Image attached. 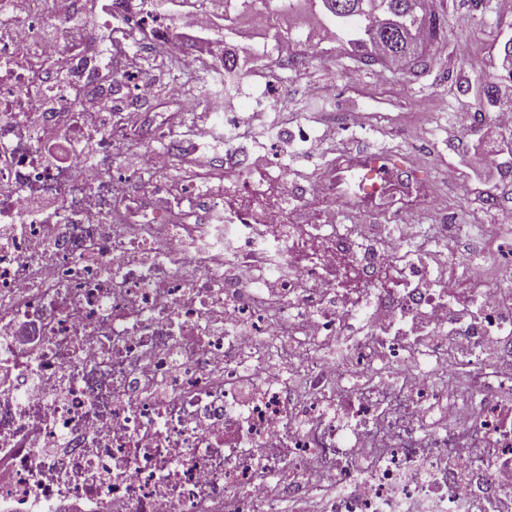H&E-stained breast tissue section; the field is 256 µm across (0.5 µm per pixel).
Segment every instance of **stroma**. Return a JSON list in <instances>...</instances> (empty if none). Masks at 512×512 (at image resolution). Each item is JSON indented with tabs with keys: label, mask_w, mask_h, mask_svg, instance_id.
I'll use <instances>...</instances> for the list:
<instances>
[{
	"label": "stroma",
	"mask_w": 512,
	"mask_h": 512,
	"mask_svg": "<svg viewBox=\"0 0 512 512\" xmlns=\"http://www.w3.org/2000/svg\"><path fill=\"white\" fill-rule=\"evenodd\" d=\"M162 16L170 44L197 65H211L204 39L223 42L237 61L225 74L221 94L226 111L249 103V78L263 74L274 87L276 107L259 113L251 139L240 151H253L255 141H267L276 118H297L308 127H330L332 140L319 154L300 150L287 139L276 150L288 174L312 179L316 171L341 156L389 150L407 158L422 181L433 183L434 212L439 223L452 211L463 231L448 253V271L465 278L470 267L492 269L512 255V236L502 229L512 219V155L486 154L482 162L495 172L490 181L475 180L467 160L478 138L493 122L498 98L487 87L501 89L512 72V57L504 45L512 40V11L499 0H422L420 27L436 21L437 38L416 41L415 54L397 66L377 62L359 67L365 50L341 35L312 0H287L270 29L254 30L250 8L218 22L208 34L193 32L190 15L175 0H153ZM288 41L294 52L307 54L302 67L271 66L262 55L274 41ZM456 112H479L484 119L467 129L456 128Z\"/></svg>",
	"instance_id": "1"
}]
</instances>
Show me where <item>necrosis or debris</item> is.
<instances>
[{
    "instance_id": "obj_1",
    "label": "necrosis or debris",
    "mask_w": 512,
    "mask_h": 512,
    "mask_svg": "<svg viewBox=\"0 0 512 512\" xmlns=\"http://www.w3.org/2000/svg\"><path fill=\"white\" fill-rule=\"evenodd\" d=\"M56 2L0 0V512H512V263L337 223L362 157L228 167L271 94L180 128L110 39L152 0Z\"/></svg>"
}]
</instances>
